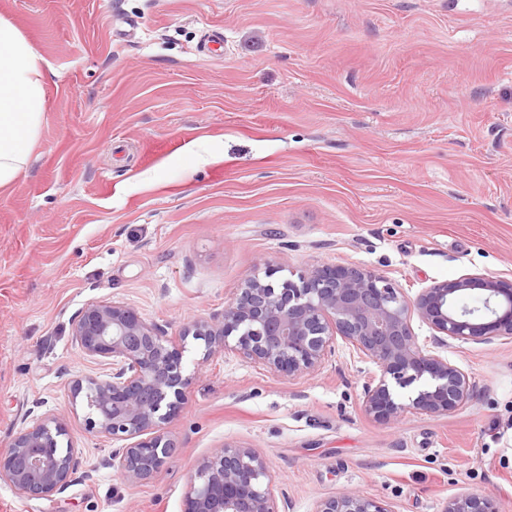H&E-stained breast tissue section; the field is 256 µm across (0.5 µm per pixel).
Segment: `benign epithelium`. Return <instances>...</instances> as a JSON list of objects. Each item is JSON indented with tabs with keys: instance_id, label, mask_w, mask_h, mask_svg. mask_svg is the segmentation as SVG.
I'll return each mask as SVG.
<instances>
[{
	"instance_id": "1",
	"label": "benign epithelium",
	"mask_w": 512,
	"mask_h": 512,
	"mask_svg": "<svg viewBox=\"0 0 512 512\" xmlns=\"http://www.w3.org/2000/svg\"><path fill=\"white\" fill-rule=\"evenodd\" d=\"M247 276L224 312L187 322L171 336L120 302H93L78 314L73 336L86 355L112 360V376L73 381L72 402L82 404L88 431L112 439V468L129 484L151 479L174 442L168 428L185 403L191 377L188 342L201 362L242 355L288 377L315 374L350 345L376 371L363 389L367 416L398 422L411 413L448 415L470 399L469 374L448 359L456 343L512 337V282L468 274L433 282L410 296L386 276L360 265H322L279 284ZM482 290V306L461 302ZM431 336L419 340L412 322ZM66 419L48 414L20 430L0 450V483L21 498L48 499L63 491L75 470ZM184 512H280L260 452L226 442L200 462L191 477ZM314 512H393L388 502L345 490L316 502ZM442 512H502L489 494L461 492Z\"/></svg>"
}]
</instances>
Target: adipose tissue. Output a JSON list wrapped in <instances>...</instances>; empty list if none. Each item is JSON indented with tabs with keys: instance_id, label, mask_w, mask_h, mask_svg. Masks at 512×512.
<instances>
[{
	"instance_id": "adipose-tissue-1",
	"label": "adipose tissue",
	"mask_w": 512,
	"mask_h": 512,
	"mask_svg": "<svg viewBox=\"0 0 512 512\" xmlns=\"http://www.w3.org/2000/svg\"><path fill=\"white\" fill-rule=\"evenodd\" d=\"M42 59L22 32L0 18V188L27 165L44 104Z\"/></svg>"
}]
</instances>
